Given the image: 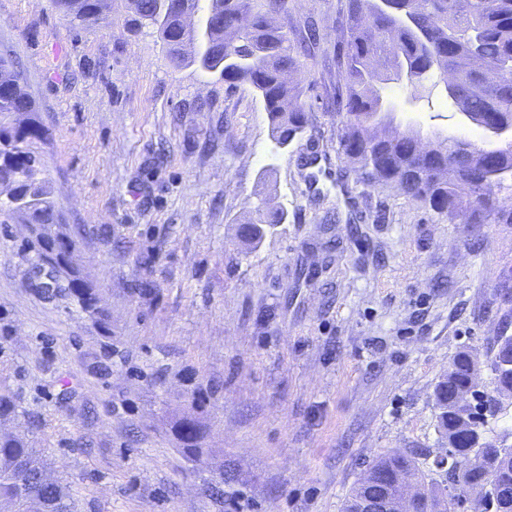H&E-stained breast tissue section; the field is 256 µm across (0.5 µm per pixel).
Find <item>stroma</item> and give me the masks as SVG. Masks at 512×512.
Instances as JSON below:
<instances>
[{
	"instance_id": "stroma-1",
	"label": "stroma",
	"mask_w": 512,
	"mask_h": 512,
	"mask_svg": "<svg viewBox=\"0 0 512 512\" xmlns=\"http://www.w3.org/2000/svg\"><path fill=\"white\" fill-rule=\"evenodd\" d=\"M344 3L287 0L276 19L293 40L318 33L290 76L307 126L278 150L251 88L173 68L127 0L89 26L54 0H0V52L49 131L67 227L93 230L72 264L99 298L94 315L47 297L25 224L0 223V394L7 430L43 449L79 512H341L381 454L432 469L435 383L512 325V223L439 215L344 155ZM379 91L398 130L492 142L441 94ZM264 180L288 219L249 244ZM185 418L203 461L183 450Z\"/></svg>"
}]
</instances>
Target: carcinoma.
<instances>
[{
	"mask_svg": "<svg viewBox=\"0 0 512 512\" xmlns=\"http://www.w3.org/2000/svg\"><path fill=\"white\" fill-rule=\"evenodd\" d=\"M64 15L85 24L106 21L112 0H55ZM285 8V0H170V19L158 23L159 0H130V13L141 28L163 34L173 66H195L224 79L229 85L247 84L262 100L268 114L271 137L279 146L293 141L305 129L307 119L299 93L285 77L297 64V51L288 33L273 18ZM197 11L209 21L203 45L194 49L167 33L176 30L183 10ZM344 40L336 54L338 85L336 121L341 124V144L347 157L371 178L402 186L401 192L427 205L434 212L453 217L470 213V223L490 220L512 222V212L498 206V192L512 188V143L490 151L458 141L432 153L416 147L417 131L385 132L374 142L364 137L372 116L381 111L377 84L404 81L416 90L427 80L444 83L451 104L479 128H512V0H346ZM480 55L498 71L495 85L485 84L471 69L473 54ZM12 61L0 55V139L21 140L26 146L43 137L36 119L17 126L13 116L35 112L26 81ZM22 169L27 179L17 194L0 197V222L16 218L27 208L29 219L47 224L53 219L55 202L49 183L41 177L40 154L27 150L20 156L0 158V190L13 182ZM255 217L242 228L249 241L262 238L265 227L282 224L287 213L269 206L264 191L255 192ZM79 301L91 308L98 296L91 283L72 288ZM494 375L491 390L478 391V401L469 411L472 426L482 435V445L472 442L469 430L459 424L458 411L448 402L450 390L469 388L478 363L466 352L457 354L433 389L439 410L438 431L453 436V453L463 463V478L484 503L483 512H512V446L485 435L483 411L495 416L502 407L498 396L512 378L498 376L499 351L492 342L487 351ZM179 433L185 452L193 459L204 454L196 435ZM370 469L379 473V488H396L412 477L422 494L411 512H457L459 505L448 487L434 481L409 455L377 457ZM22 502L19 512H76L66 486L56 478L43 452L27 439L0 435V503Z\"/></svg>",
	"mask_w": 512,
	"mask_h": 512,
	"instance_id": "carcinoma-1",
	"label": "carcinoma"
}]
</instances>
